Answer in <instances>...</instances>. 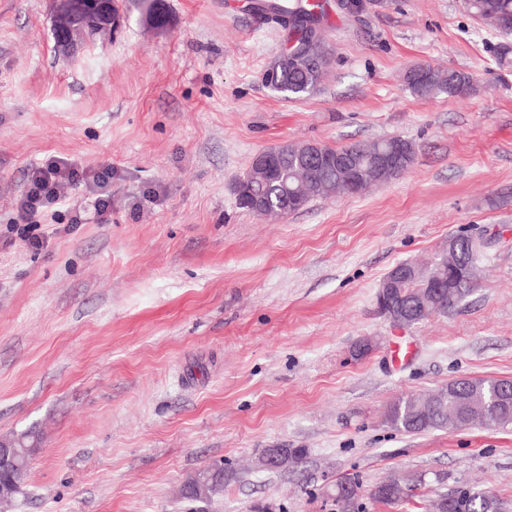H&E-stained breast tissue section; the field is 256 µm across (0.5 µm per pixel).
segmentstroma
Segmentation results:
<instances>
[{"label": "stroma", "instance_id": "obj_1", "mask_svg": "<svg viewBox=\"0 0 512 512\" xmlns=\"http://www.w3.org/2000/svg\"><path fill=\"white\" fill-rule=\"evenodd\" d=\"M252 0H164L166 26L121 0L112 35L60 53L50 0H0V437H40L1 512H426L469 485L512 502V427L398 431V397L461 378L512 379V35L463 0H380L332 14L330 74L285 100L263 73L285 47ZM418 65L469 74L422 98ZM399 136L414 164L359 195L266 220L236 203L254 156L283 142ZM112 172L107 224L39 219L11 232L32 168ZM489 240L479 286L411 327L375 306L399 262L449 235ZM371 336V354L352 357ZM302 448L294 467L253 466ZM211 465L224 489L183 498ZM423 478L392 508L370 496ZM432 81L426 89L420 87V81L407 79V86L411 92L420 97L432 95H446L457 97L467 94L472 89V81L469 75L448 69L445 77L438 78L433 71Z\"/></svg>", "mask_w": 512, "mask_h": 512}]
</instances>
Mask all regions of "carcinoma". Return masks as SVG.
Segmentation results:
<instances>
[{
	"mask_svg": "<svg viewBox=\"0 0 512 512\" xmlns=\"http://www.w3.org/2000/svg\"><path fill=\"white\" fill-rule=\"evenodd\" d=\"M465 6L476 16L489 22L499 32H504L500 19L506 18L512 22V0H465ZM252 9L264 21L273 23L288 31L287 46L282 51V57L291 58L288 67L281 73V79L272 91L285 99H306L316 93L324 83L328 75V69L332 65L331 48L326 39L314 38L316 31L324 30V25L330 14V4L326 0H256ZM309 56L323 60L325 70L312 71L299 67L294 58ZM407 86L411 92L420 97L432 95H446L457 97L467 94L472 89V81L469 75L457 71L448 70L446 76L432 77L427 88L420 87V81L407 80ZM392 143H398L403 147L406 156L405 163L399 173L407 171L415 161L416 150L412 141L401 137L385 138L371 142H355L342 147L325 146L327 153L331 155H352L355 169L369 173L372 171L373 156L376 152L388 147ZM280 159L288 166V186L300 191L299 204L291 207L294 212L306 208L317 199H326L337 193L355 195L361 193L363 183L350 178H337L333 167H323L315 174H310L309 162L296 156H280ZM259 189L258 184L239 180L236 188V202L240 208H245L244 201L250 199ZM478 288V279L464 272L457 278L454 293L444 296L434 309V315L445 316L452 309L464 301ZM501 379L472 378L467 380L464 387L457 389L450 386L438 390V393L448 394V403H454L457 398L471 392L483 394L489 402L490 423L489 428H504L508 419H512V390L506 392L501 388ZM411 396H402L388 405V409L394 410L401 407L403 412V430L411 433L424 432L433 429L448 427V415L438 410L431 411L426 417L414 416L410 409ZM18 447L19 467L8 469L0 475V483L12 490L11 499L21 493L27 479L25 459L37 451L36 445L25 443V437L16 441ZM224 488V468L221 466L208 467L200 470L190 477L184 484L186 498L192 501L206 500ZM373 498L389 506L402 504L408 494L399 490L398 482L390 480L377 486L373 492ZM471 512H507V504L492 491H485V495L478 496L471 508Z\"/></svg>",
	"mask_w": 512,
	"mask_h": 512,
	"instance_id": "obj_1",
	"label": "carcinoma"
}]
</instances>
